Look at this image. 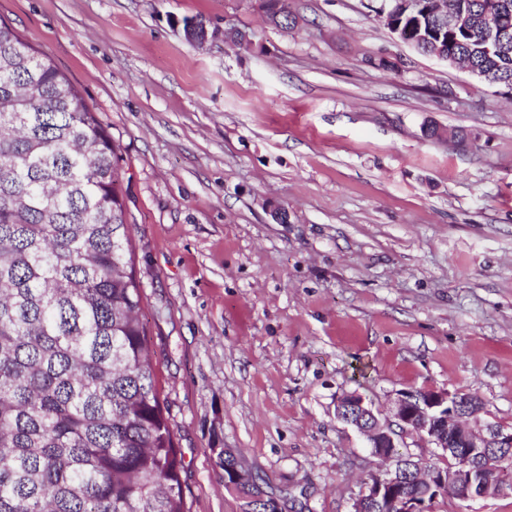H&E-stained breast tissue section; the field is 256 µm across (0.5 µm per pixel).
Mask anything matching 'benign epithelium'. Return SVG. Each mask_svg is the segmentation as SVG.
<instances>
[{"mask_svg": "<svg viewBox=\"0 0 512 512\" xmlns=\"http://www.w3.org/2000/svg\"><path fill=\"white\" fill-rule=\"evenodd\" d=\"M448 28L469 30L467 16L457 11L448 0ZM185 38L202 45L218 33L209 32L207 25L189 18L177 22ZM336 418L363 435L367 447L377 457L393 459V449L399 447L397 431L415 432L445 453L453 452L457 462L442 474V485L448 493L463 501L488 498L512 488V430L496 426L479 418V411L469 401L456 394L436 390H405L398 393L392 409V419L381 425L372 405L359 393H349L336 405ZM398 430H393L392 426ZM224 469L231 478L224 484L245 494L254 476L247 465L230 449H224ZM388 479L376 478L352 503V512H362V506L379 497L381 492L395 490L398 478L386 470Z\"/></svg>", "mask_w": 512, "mask_h": 512, "instance_id": "benign-epithelium-1", "label": "benign epithelium"}]
</instances>
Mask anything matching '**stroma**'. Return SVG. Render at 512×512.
Masks as SVG:
<instances>
[{"mask_svg": "<svg viewBox=\"0 0 512 512\" xmlns=\"http://www.w3.org/2000/svg\"><path fill=\"white\" fill-rule=\"evenodd\" d=\"M0 0L108 126L189 512H351L357 392H471L512 427V93L397 41L380 0ZM234 18L252 49L174 23ZM176 29L183 32L185 38L198 45H202L210 40V38H217L218 32H212L209 36V30L204 22L198 19L188 18L187 20L177 21ZM223 455L224 457L221 464L224 467V484L229 489L242 494L248 500L247 502L250 503L253 499L245 494V492H248V489L254 481L251 493L260 496L262 491L257 481H262V479L260 477L254 478L252 473L248 470L247 465L229 448H224ZM225 470L231 473L232 481H229Z\"/></svg>", "mask_w": 512, "mask_h": 512, "instance_id": "35a3bbf8", "label": "stroma"}]
</instances>
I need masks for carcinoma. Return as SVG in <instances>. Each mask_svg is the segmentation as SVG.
<instances>
[{"mask_svg":"<svg viewBox=\"0 0 512 512\" xmlns=\"http://www.w3.org/2000/svg\"><path fill=\"white\" fill-rule=\"evenodd\" d=\"M472 33L442 46L512 90L487 32L512 0H458ZM396 12L405 38L417 30ZM264 14L295 24L288 0ZM253 33L229 20L224 41ZM118 147L81 93L0 22V512H188L132 267ZM427 504L448 497L409 481Z\"/></svg>","mask_w":512,"mask_h":512,"instance_id":"obj_1","label":"carcinoma"}]
</instances>
